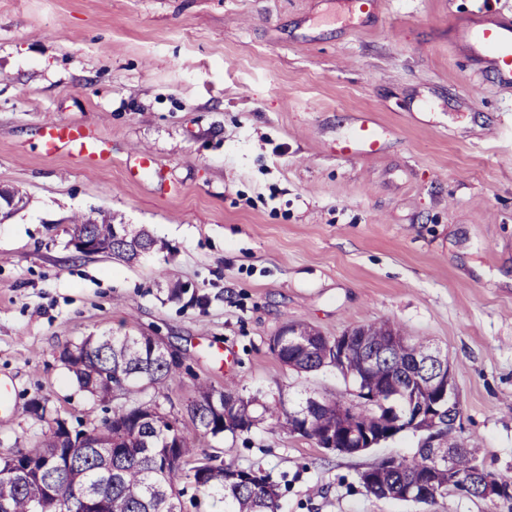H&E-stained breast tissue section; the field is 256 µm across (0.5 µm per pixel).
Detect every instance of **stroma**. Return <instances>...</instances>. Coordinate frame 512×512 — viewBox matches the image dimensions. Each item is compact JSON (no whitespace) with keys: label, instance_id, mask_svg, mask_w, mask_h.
<instances>
[{"label":"stroma","instance_id":"obj_1","mask_svg":"<svg viewBox=\"0 0 512 512\" xmlns=\"http://www.w3.org/2000/svg\"><path fill=\"white\" fill-rule=\"evenodd\" d=\"M470 8L374 0L346 22L336 0H0V187L22 199L0 220V457L47 432L25 411L35 396L72 421L107 417L59 358L86 337L164 341L179 369L157 400L188 430L203 381L257 412L349 399L334 367L296 371L271 336L391 321L447 354L463 443L512 474V87L454 47ZM365 114L382 150L341 155ZM49 120L106 140L111 163L45 156ZM137 151L154 166L134 171ZM92 208L167 250L76 253L69 219ZM419 438L344 455L263 422L198 450L270 474L281 512H512L367 494L360 472Z\"/></svg>","mask_w":512,"mask_h":512}]
</instances>
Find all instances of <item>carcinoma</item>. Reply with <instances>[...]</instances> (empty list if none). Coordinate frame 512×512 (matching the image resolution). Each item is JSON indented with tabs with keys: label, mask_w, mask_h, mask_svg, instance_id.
Here are the masks:
<instances>
[{
	"label": "carcinoma",
	"mask_w": 512,
	"mask_h": 512,
	"mask_svg": "<svg viewBox=\"0 0 512 512\" xmlns=\"http://www.w3.org/2000/svg\"><path fill=\"white\" fill-rule=\"evenodd\" d=\"M111 220L95 211L80 215L74 221L73 237H93L97 254L135 259V254L114 239ZM290 326L300 335L277 337L275 355L279 360L305 373L324 367L333 357L330 342H310L308 334L314 328L307 324L292 322ZM364 331L378 347L389 336L403 337L402 330L388 322L368 324ZM429 350L428 341L414 339L377 357L370 376L363 378L373 394L372 407L357 409L350 400H326L313 414L310 431L304 436L316 439L341 418H357L373 430L376 412L383 407H411L412 401L420 400L425 383L415 370ZM64 364L80 390L103 401H115L112 416L100 424L79 425L77 433L89 435L96 447L75 448L67 456L57 455V431L49 428L36 441L37 466L26 473L14 471L13 457H0V512H77L80 496L105 499L106 512H184L182 497L187 483L198 495L199 508L205 497L224 503V512H279V493L269 476L246 480L240 477L243 470L198 454L197 436L184 432L178 418L160 410L151 392L176 377L177 365L167 359L154 337L89 336L70 351ZM194 401L192 425L214 438L226 432H249L266 420L290 434L297 433L295 415L301 409H290L282 401L257 416L253 400L208 383L195 386ZM230 402L234 414L227 424L224 405ZM442 433L444 448L455 453V469L460 473L470 470L477 450L460 446L458 430L451 421L444 423ZM433 464L431 452L420 447L412 458L387 471L370 494L403 501L406 489L432 470L437 496L427 503L435 505L457 486L448 479V469L435 470Z\"/></svg>",
	"instance_id": "cac0c4a2"
}]
</instances>
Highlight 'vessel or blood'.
I'll return each instance as SVG.
<instances>
[{
	"instance_id": "b4317fda",
	"label": "vessel or blood",
	"mask_w": 512,
	"mask_h": 512,
	"mask_svg": "<svg viewBox=\"0 0 512 512\" xmlns=\"http://www.w3.org/2000/svg\"><path fill=\"white\" fill-rule=\"evenodd\" d=\"M453 38L462 51L491 70L500 84H512V18L501 16L474 24L458 23ZM40 137L43 151L48 155L65 150L93 161L107 156L102 139L69 122H47L41 128ZM381 146V132L373 120L365 119L357 132L343 142L341 150L346 154H365L376 152Z\"/></svg>"
}]
</instances>
